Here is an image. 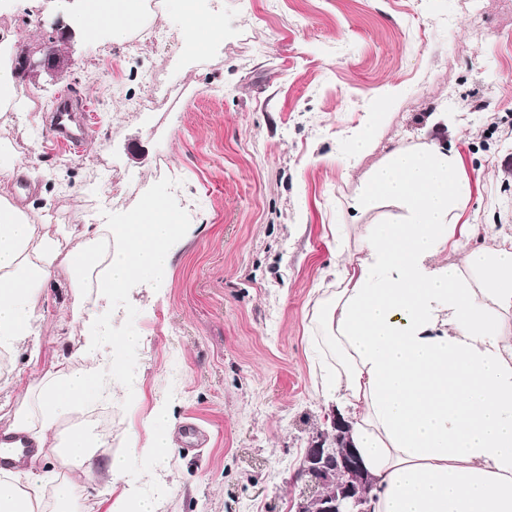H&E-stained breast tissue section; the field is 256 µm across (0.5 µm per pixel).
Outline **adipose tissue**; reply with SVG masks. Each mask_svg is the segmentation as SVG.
<instances>
[{
  "label": "adipose tissue",
  "mask_w": 512,
  "mask_h": 512,
  "mask_svg": "<svg viewBox=\"0 0 512 512\" xmlns=\"http://www.w3.org/2000/svg\"><path fill=\"white\" fill-rule=\"evenodd\" d=\"M72 27L120 39L138 22L142 0H56ZM459 162L433 142L388 152L352 207L387 203L397 219L358 227L355 253L342 259L337 288L319 297L309 318L312 346L327 361L319 393L338 402L351 441L373 482L369 512H512V234L495 224L459 223L468 187ZM21 171L0 145V347L36 365L32 344L43 321L40 295L65 267L81 295L85 275L103 265L97 292L168 279L183 234L175 212L153 200L119 224L73 228L64 246L50 225L11 204L8 183ZM486 243L466 249L476 232ZM461 262L436 264L445 252ZM94 367L63 360L30 382L7 412L0 436L21 434L33 447L27 467L0 470V512H157V501L128 488L91 499L89 489L129 471V453L100 458L99 440L59 421L91 403ZM175 420L156 406L139 454L174 446Z\"/></svg>",
  "instance_id": "1"
}]
</instances>
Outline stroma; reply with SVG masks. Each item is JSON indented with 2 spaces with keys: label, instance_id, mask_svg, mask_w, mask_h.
<instances>
[{
  "label": "stroma",
  "instance_id": "stroma-1",
  "mask_svg": "<svg viewBox=\"0 0 512 512\" xmlns=\"http://www.w3.org/2000/svg\"><path fill=\"white\" fill-rule=\"evenodd\" d=\"M214 18L213 43L190 51L184 21L163 9L164 37L133 46L69 28L55 0H15L0 28L41 57L55 28L61 73L20 77L0 109V141L23 168L10 198L54 225L102 224L156 198L197 202L165 286L149 281L89 304L82 321L141 345L125 358L133 399L92 409L112 417V448L144 433L156 405L176 420L175 449L135 458L141 493L164 486L157 512H295L296 474L335 404L316 395L306 331L313 302L331 291L333 235L387 219L394 207L351 209L367 173L398 145L433 140L458 156L469 199L465 224L512 225V0H197ZM183 88L164 112H144L152 77ZM89 108L83 150L51 148L44 113L64 95ZM385 112L359 164L347 138ZM126 183L113 196L112 180ZM43 289L36 377L60 357L82 363L72 300Z\"/></svg>",
  "mask_w": 512,
  "mask_h": 512
}]
</instances>
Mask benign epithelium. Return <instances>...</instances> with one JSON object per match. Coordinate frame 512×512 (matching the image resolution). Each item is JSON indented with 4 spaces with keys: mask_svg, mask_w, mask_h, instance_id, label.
<instances>
[{
    "mask_svg": "<svg viewBox=\"0 0 512 512\" xmlns=\"http://www.w3.org/2000/svg\"><path fill=\"white\" fill-rule=\"evenodd\" d=\"M19 60L24 73L38 68L51 72L59 68V57L50 45L37 61L26 54L20 55ZM332 426L333 446H327L321 437L305 450L298 475L308 480L297 512H366L365 504L373 484L350 440L351 426L339 416L333 418Z\"/></svg>",
    "mask_w": 512,
    "mask_h": 512,
    "instance_id": "benign-epithelium-1",
    "label": "benign epithelium"
}]
</instances>
